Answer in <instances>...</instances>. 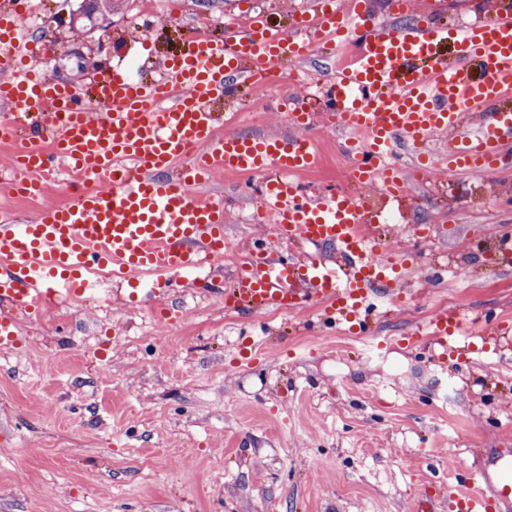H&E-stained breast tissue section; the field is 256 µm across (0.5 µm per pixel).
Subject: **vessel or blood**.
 <instances>
[{"instance_id": "vessel-or-blood-1", "label": "vessel or blood", "mask_w": 512, "mask_h": 512, "mask_svg": "<svg viewBox=\"0 0 512 512\" xmlns=\"http://www.w3.org/2000/svg\"><path fill=\"white\" fill-rule=\"evenodd\" d=\"M440 9L431 0L417 21L378 24L361 0L347 9L320 0L316 17L298 20L297 36L259 17L222 39L197 35L165 61L153 85L116 68L87 94L46 77L32 62L36 43L19 46L24 8L0 14V135L13 146L12 168L23 173L0 192L43 195L60 167L112 184L47 206L32 224L0 208V348L16 346L18 316L40 314L57 291L82 301L94 273L132 287L145 275L219 265L224 203L196 192L216 172L261 176V221L290 244L328 249L295 262L253 244L224 291L225 305L292 311L314 302L328 321L356 323L371 338L370 352L388 347L390 338L373 335L366 303L372 296L403 300L398 281L406 261L375 236L382 209L346 190L307 199L294 178L319 164L313 139L219 133L218 122L233 125L239 115L216 118L213 105L233 84H262L280 59L305 60L316 38L334 36L356 48L328 80V121L349 135L352 183L380 186L391 203L407 201L394 159L399 144L432 174L486 171L512 140V111L490 109L512 92V0H498L463 28L439 23ZM280 107L293 127L316 122L298 99L283 98ZM180 159L184 167L173 171ZM458 327L457 314L439 311L403 341L457 349ZM499 501H512V479L478 470L455 490L454 512H494Z\"/></svg>"}]
</instances>
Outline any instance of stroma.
Wrapping results in <instances>:
<instances>
[{
    "instance_id": "35a3bbf8",
    "label": "stroma",
    "mask_w": 512,
    "mask_h": 512,
    "mask_svg": "<svg viewBox=\"0 0 512 512\" xmlns=\"http://www.w3.org/2000/svg\"><path fill=\"white\" fill-rule=\"evenodd\" d=\"M319 0H176L143 18L140 0H114L96 36L68 24L75 0H36L34 40L48 77L83 87L107 68L137 80L190 40L189 22L264 13L293 32L298 5ZM334 66L325 51L283 60L262 92L242 86L216 103L237 112L238 133L288 135L274 106L297 94L293 74L311 78L305 107L321 114ZM321 171L304 181L347 186L345 136L316 125ZM66 170L42 199L6 205L19 223L70 200ZM433 188L409 181L412 209L388 225L386 241L416 272L413 299L377 324L381 336L409 333L437 310L455 311L466 332L502 324L499 346L449 358L393 344L370 354L367 337L311 334L315 306L261 314L224 307L203 284L212 275L147 283L115 300L99 289L70 319L46 309L23 320L19 342L0 349V512H414L432 481L453 488L462 471L494 469L512 448V259L497 250L512 232V144L489 173H440ZM250 178L215 173L203 187L224 200L231 253L262 242L283 249L259 222ZM178 305L167 326L155 316ZM28 474L25 484L16 471Z\"/></svg>"
}]
</instances>
